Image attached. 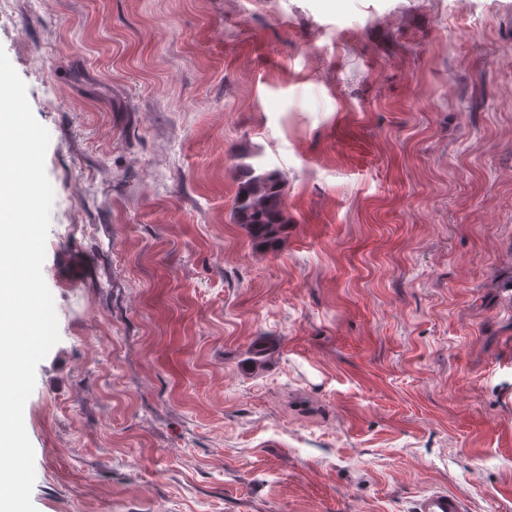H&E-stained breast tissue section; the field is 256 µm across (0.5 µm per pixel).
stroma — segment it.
<instances>
[{
  "label": "stroma",
  "instance_id": "obj_1",
  "mask_svg": "<svg viewBox=\"0 0 512 512\" xmlns=\"http://www.w3.org/2000/svg\"><path fill=\"white\" fill-rule=\"evenodd\" d=\"M0 47L55 194L37 512H512V0H11ZM240 181L234 197L235 222L246 229L252 243L272 248L288 225L285 214V181L279 169L262 160L241 162ZM412 512H468L464 494L445 489H433L415 500Z\"/></svg>",
  "mask_w": 512,
  "mask_h": 512
}]
</instances>
